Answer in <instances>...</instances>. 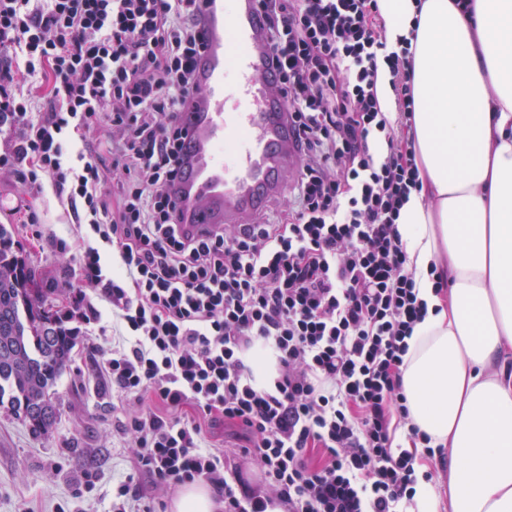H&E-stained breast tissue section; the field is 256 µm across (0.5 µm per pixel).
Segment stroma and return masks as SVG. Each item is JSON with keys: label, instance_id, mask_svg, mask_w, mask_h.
<instances>
[{"label": "stroma", "instance_id": "35a3bbf8", "mask_svg": "<svg viewBox=\"0 0 512 512\" xmlns=\"http://www.w3.org/2000/svg\"><path fill=\"white\" fill-rule=\"evenodd\" d=\"M20 204L38 215V223H25L16 210ZM0 224L13 227V238L43 287L61 308H69L82 281L74 261L57 250L55 241L74 243L77 235L91 236L90 227L66 223L52 196L30 195L27 185L8 172H0ZM86 300L101 318L87 324L70 371L54 388L59 415L50 432L34 436L0 408V512H112L117 486L134 469L133 445L117 429L129 405L97 367L112 345V309L97 291L87 290ZM88 472L96 473L95 485L78 493Z\"/></svg>", "mask_w": 512, "mask_h": 512}]
</instances>
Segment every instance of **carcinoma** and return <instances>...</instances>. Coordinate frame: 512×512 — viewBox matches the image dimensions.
I'll return each mask as SVG.
<instances>
[{
	"instance_id": "obj_1",
	"label": "carcinoma",
	"mask_w": 512,
	"mask_h": 512,
	"mask_svg": "<svg viewBox=\"0 0 512 512\" xmlns=\"http://www.w3.org/2000/svg\"><path fill=\"white\" fill-rule=\"evenodd\" d=\"M64 317L47 303L35 272L13 250L12 232L0 224V340L9 338L19 356L14 362L0 359V407H8L35 435L47 433L56 417L36 421L24 410L52 400L76 347Z\"/></svg>"
}]
</instances>
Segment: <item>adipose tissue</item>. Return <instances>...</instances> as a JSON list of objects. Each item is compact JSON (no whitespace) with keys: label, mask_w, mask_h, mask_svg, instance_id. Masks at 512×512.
<instances>
[{"label":"adipose tissue","mask_w":512,"mask_h":512,"mask_svg":"<svg viewBox=\"0 0 512 512\" xmlns=\"http://www.w3.org/2000/svg\"><path fill=\"white\" fill-rule=\"evenodd\" d=\"M379 6L390 36L413 38L422 182L399 230L428 312L402 385L412 424L450 453L447 502L421 482L408 512H512V0Z\"/></svg>","instance_id":"1"}]
</instances>
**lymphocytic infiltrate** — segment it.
Masks as SVG:
<instances>
[{"label":"lymphocytic infiltrate","mask_w":512,"mask_h":512,"mask_svg":"<svg viewBox=\"0 0 512 512\" xmlns=\"http://www.w3.org/2000/svg\"><path fill=\"white\" fill-rule=\"evenodd\" d=\"M197 2L0 0V169L90 226L73 259L126 329L103 361L134 400L113 512H137L141 476L205 481L224 512H404L437 454L401 379L427 313L398 228L420 189L411 42L388 41L378 0H257L303 166L272 216L194 235L173 186L203 97ZM206 419L233 449L206 447Z\"/></svg>","instance_id":"f902f5d3"}]
</instances>
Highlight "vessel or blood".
Returning a JSON list of instances; mask_svg holds the SVG:
<instances>
[{"instance_id": "1", "label": "vessel or blood", "mask_w": 512, "mask_h": 512, "mask_svg": "<svg viewBox=\"0 0 512 512\" xmlns=\"http://www.w3.org/2000/svg\"><path fill=\"white\" fill-rule=\"evenodd\" d=\"M200 8L206 97L185 117L191 165L178 193L182 225L196 234L258 214L300 163L288 115L271 99L277 77L253 0H200Z\"/></svg>"}]
</instances>
